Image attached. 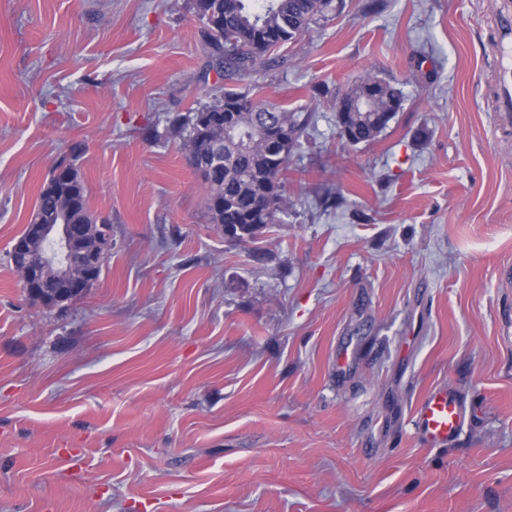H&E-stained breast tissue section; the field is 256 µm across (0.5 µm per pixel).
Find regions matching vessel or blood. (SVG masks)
<instances>
[{
  "instance_id": "1",
  "label": "vessel or blood",
  "mask_w": 512,
  "mask_h": 512,
  "mask_svg": "<svg viewBox=\"0 0 512 512\" xmlns=\"http://www.w3.org/2000/svg\"><path fill=\"white\" fill-rule=\"evenodd\" d=\"M423 438L433 445H446L461 433L466 422V408L457 393L429 389L414 409Z\"/></svg>"
}]
</instances>
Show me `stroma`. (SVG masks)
<instances>
[{
    "label": "stroma",
    "instance_id": "35a3bbf8",
    "mask_svg": "<svg viewBox=\"0 0 512 512\" xmlns=\"http://www.w3.org/2000/svg\"><path fill=\"white\" fill-rule=\"evenodd\" d=\"M501 3L344 0L229 81L192 0H0V512H512ZM365 71L404 102L352 146ZM229 89L313 115L247 243L166 124ZM62 160L112 249L58 308L9 253ZM434 386L467 406L445 447L413 422ZM378 79L371 72H366L337 98L336 125L341 138V131L345 129L354 144H369L386 130L389 122L401 110L404 101L402 92ZM369 88L375 89V100L372 107L366 109L359 105V101Z\"/></svg>",
    "mask_w": 512,
    "mask_h": 512
}]
</instances>
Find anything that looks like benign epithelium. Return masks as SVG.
<instances>
[{
  "label": "benign epithelium",
  "mask_w": 512,
  "mask_h": 512,
  "mask_svg": "<svg viewBox=\"0 0 512 512\" xmlns=\"http://www.w3.org/2000/svg\"><path fill=\"white\" fill-rule=\"evenodd\" d=\"M28 230L29 238H45L54 243V248L34 258L27 245L16 242L12 246L11 255L24 274L22 287L26 295L38 293L45 287L43 270L47 267L55 268L64 283L63 290L55 294L54 299L47 300L50 305L60 297L81 295L95 284L104 257L112 247L110 231L104 232L98 248L88 249L75 225L68 223L64 215L47 222L36 214L28 224Z\"/></svg>",
  "instance_id": "obj_1"
}]
</instances>
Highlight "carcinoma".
Here are the masks:
<instances>
[{
	"instance_id": "cac0c4a2",
	"label": "carcinoma",
	"mask_w": 512,
	"mask_h": 512,
	"mask_svg": "<svg viewBox=\"0 0 512 512\" xmlns=\"http://www.w3.org/2000/svg\"><path fill=\"white\" fill-rule=\"evenodd\" d=\"M343 0H193L211 64L233 78L255 74L269 54L338 11ZM402 92L370 72L346 87L336 101V125L358 145L375 141L402 108ZM311 115L255 100L248 92L226 91L186 113L168 117V127L182 146L208 157L224 150V165L203 178L210 223L238 242L255 240L292 201L283 174L310 125ZM239 127L237 141L224 139V124ZM65 182L49 173L36 212L48 217L63 203L69 223L87 226L94 241L98 221L88 206V190L74 166Z\"/></svg>"
}]
</instances>
